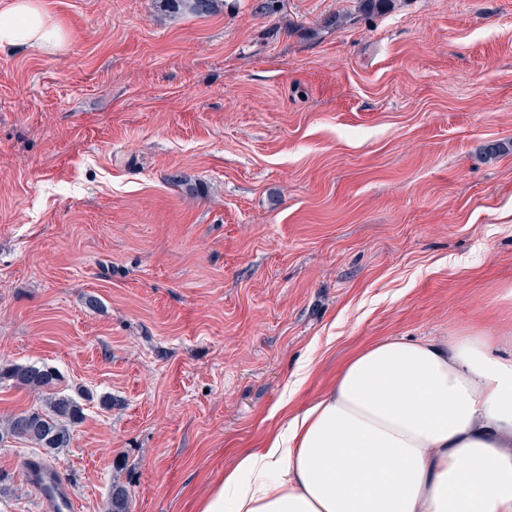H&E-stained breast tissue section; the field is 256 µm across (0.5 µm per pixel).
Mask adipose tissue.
I'll return each mask as SVG.
<instances>
[{
  "mask_svg": "<svg viewBox=\"0 0 512 512\" xmlns=\"http://www.w3.org/2000/svg\"><path fill=\"white\" fill-rule=\"evenodd\" d=\"M63 41L34 0L0 11V47ZM512 336L389 337L316 404L241 454L198 512H512Z\"/></svg>",
  "mask_w": 512,
  "mask_h": 512,
  "instance_id": "ef3b65f1",
  "label": "adipose tissue"
}]
</instances>
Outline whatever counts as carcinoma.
Masks as SVG:
<instances>
[{"instance_id":"cac0c4a2","label":"carcinoma","mask_w":512,"mask_h":512,"mask_svg":"<svg viewBox=\"0 0 512 512\" xmlns=\"http://www.w3.org/2000/svg\"><path fill=\"white\" fill-rule=\"evenodd\" d=\"M178 13L182 10L194 15H212L222 8L223 0H158ZM13 381L16 387L42 397L39 408L9 415L0 422V442L7 439L29 441L43 450L49 458L71 447L75 428L83 421L82 405L68 394L55 391L58 376L55 370L37 364L15 365L0 373ZM129 489L112 482L107 512H129Z\"/></svg>"}]
</instances>
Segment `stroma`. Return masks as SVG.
<instances>
[{
    "mask_svg": "<svg viewBox=\"0 0 512 512\" xmlns=\"http://www.w3.org/2000/svg\"><path fill=\"white\" fill-rule=\"evenodd\" d=\"M261 2L40 0L64 47L0 49V366L80 397L79 512H194L375 341L512 334V0ZM174 13L185 10L194 15H212L222 8L223 0H157Z\"/></svg>",
    "mask_w": 512,
    "mask_h": 512,
    "instance_id": "35a3bbf8",
    "label": "stroma"
}]
</instances>
